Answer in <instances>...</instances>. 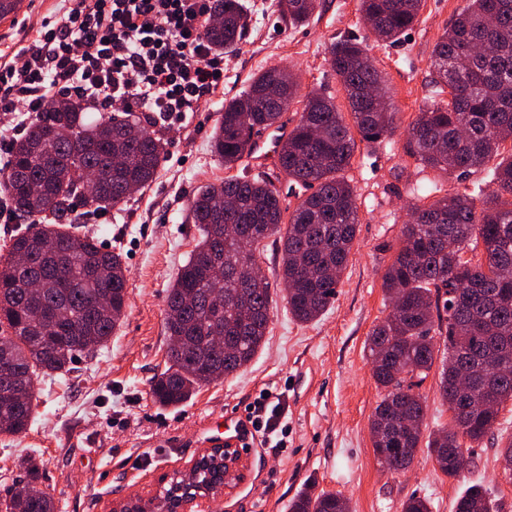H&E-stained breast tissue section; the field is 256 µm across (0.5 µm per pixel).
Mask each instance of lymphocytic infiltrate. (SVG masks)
Masks as SVG:
<instances>
[{"instance_id":"obj_1","label":"lymphocytic infiltrate","mask_w":512,"mask_h":512,"mask_svg":"<svg viewBox=\"0 0 512 512\" xmlns=\"http://www.w3.org/2000/svg\"><path fill=\"white\" fill-rule=\"evenodd\" d=\"M214 21L212 0H72L0 60V159L64 90L99 112L136 109L165 128H183L224 86V56L204 37ZM245 418L261 444L283 447L284 393L256 396Z\"/></svg>"}]
</instances>
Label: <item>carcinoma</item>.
<instances>
[{
  "mask_svg": "<svg viewBox=\"0 0 512 512\" xmlns=\"http://www.w3.org/2000/svg\"><path fill=\"white\" fill-rule=\"evenodd\" d=\"M290 25L307 21L316 0H280ZM421 0H360L374 35L394 43L418 22ZM222 18L205 32L217 48L242 39L248 18L242 0H214ZM333 72L339 78L362 141L377 143L396 130V113L374 109L371 91L382 76L356 39L333 41ZM434 81L450 88L448 101L422 110L405 137L406 154L445 177L489 170L493 189L445 196L417 204L403 225L401 245L382 275L391 301L386 318L367 343L373 376L384 390L374 409V453L386 468L403 472L422 441L426 407L414 387L423 382L440 351L448 363L439 392L452 412L469 400L463 421L427 436L426 448L450 477L470 466L466 440L493 433L498 409L512 400V156L501 148L512 138V0H468L431 53ZM288 99L273 94L283 83L280 68L254 75L248 89L228 100L211 148L232 167L255 147L252 129L279 126L299 97L294 77ZM295 127L276 142L278 164L288 181L308 190L283 224L281 191L268 177L234 175L198 190L188 204L201 237L167 290L164 331L167 366L150 381L153 400L180 407L203 383L226 379L250 364L265 344L271 288L253 278L259 245L275 237L280 278L292 317L307 323L322 316L356 238L354 187L344 179L356 142L334 98L312 89L304 94ZM83 99L56 98L11 144L0 194L21 219L43 217L10 239L0 257V347L31 385L22 401L0 395V432L16 435L30 422L38 373L69 370L76 355L103 347L125 315L128 269L122 254L81 232L78 207L94 214L125 202L128 190L156 179L165 144L145 113L101 112L88 118ZM481 206H476V202ZM482 248L484 262L464 258ZM31 257L25 271L13 256ZM4 512H56L53 496L11 495ZM289 512H350L338 492L307 484ZM454 512H500L474 485L459 496Z\"/></svg>",
  "mask_w": 512,
  "mask_h": 512,
  "instance_id": "cac0c4a2",
  "label": "carcinoma"
}]
</instances>
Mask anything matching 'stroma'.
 <instances>
[{
  "label": "stroma",
  "instance_id": "stroma-1",
  "mask_svg": "<svg viewBox=\"0 0 512 512\" xmlns=\"http://www.w3.org/2000/svg\"><path fill=\"white\" fill-rule=\"evenodd\" d=\"M245 2L252 21L236 48L224 53L223 93L204 102L183 129L157 128L166 153L155 182L85 226L105 246L121 249L128 307L94 356L79 358L67 374L37 377L27 431L0 434V500L14 492L28 458L38 465V485L53 495L57 512H110L120 500L154 496L191 468L213 428L242 416L245 404L269 386L288 391V445L242 452L240 479L206 500L208 512H289V502L309 482L342 493L351 512H401L413 495L428 499L432 512H453L455 499L479 483L503 512H512V478L501 472L498 454L499 441L512 438V401L500 407L493 435L469 448L470 470L455 477L443 474L423 449L404 473L388 471L370 433L383 391L365 344L390 310L381 276L399 246L408 206L432 185L442 197L488 182L482 170L440 177L404 152L409 125L443 96L429 69L433 46L468 0H423L418 23L394 45L375 39L359 0H317L314 14L297 26L284 23L279 0ZM68 5L24 0L17 14L0 20V49L23 44L32 28ZM344 36L362 41L383 72L397 128L383 142L359 143L344 173L356 189L359 224L334 303L317 320L297 322L280 290L277 246L266 239L259 263L272 301L264 347L246 368L203 385L185 406L156 404L149 389L167 362L166 292L200 235L187 219L188 201L200 187L240 172L211 148L225 101L244 91L254 74L278 65L296 75L303 90L326 89L348 112L329 55L331 43ZM418 392L426 404L424 432L448 426L452 414L439 394L438 370Z\"/></svg>",
  "mask_w": 512,
  "mask_h": 512
}]
</instances>
